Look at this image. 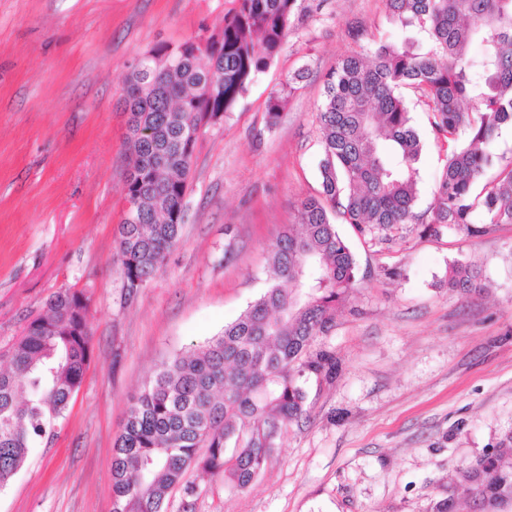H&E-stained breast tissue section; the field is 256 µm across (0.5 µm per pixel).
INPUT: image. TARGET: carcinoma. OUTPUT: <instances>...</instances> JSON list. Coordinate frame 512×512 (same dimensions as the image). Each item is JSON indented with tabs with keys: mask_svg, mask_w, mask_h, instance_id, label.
Here are the masks:
<instances>
[{
	"mask_svg": "<svg viewBox=\"0 0 512 512\" xmlns=\"http://www.w3.org/2000/svg\"><path fill=\"white\" fill-rule=\"evenodd\" d=\"M298 0H236L205 45L159 43L146 71L127 78L128 197L117 240L129 296L151 282L178 244L193 165V137L229 111L280 53ZM406 33L340 58L324 75L316 122L320 190L275 240L266 291L224 331L163 363L127 411L112 448V512H164L195 468L246 490L281 431L307 417L305 384L336 376V354L315 346L356 281V259L336 225L390 240L403 224L439 236H479L512 224V158L496 174L490 145L512 123V0H385ZM428 108L446 151L436 205L415 210L425 142L408 98ZM448 287L482 288L473 264L448 268ZM88 298L61 287L30 320L0 366V487L33 446L53 438L87 369ZM234 448H228L229 442ZM482 495L512 497V470L480 464Z\"/></svg>",
	"mask_w": 512,
	"mask_h": 512,
	"instance_id": "1",
	"label": "carcinoma"
}]
</instances>
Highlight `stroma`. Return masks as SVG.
Masks as SVG:
<instances>
[{"mask_svg":"<svg viewBox=\"0 0 512 512\" xmlns=\"http://www.w3.org/2000/svg\"><path fill=\"white\" fill-rule=\"evenodd\" d=\"M271 66L194 149L185 223L159 275L127 296L117 262L125 211L133 59L216 32L235 0H0V354L61 286L89 299L83 384L51 443L0 489V512H112V448L156 368L205 344L266 287L270 246L319 188L313 123L323 76L358 50L348 30L400 38L384 0H299ZM298 89L277 120L267 100ZM446 154L427 143L416 208L435 205ZM358 271L317 343L332 381L309 380V416L288 426L245 491L192 471L167 512H512L487 506L467 469L512 436V224L471 237L407 224L378 242L339 227ZM456 262L484 290L449 288Z\"/></svg>","mask_w":512,"mask_h":512,"instance_id":"1","label":"stroma"}]
</instances>
